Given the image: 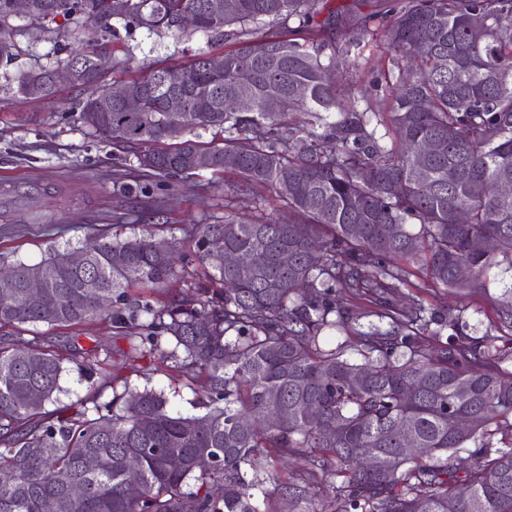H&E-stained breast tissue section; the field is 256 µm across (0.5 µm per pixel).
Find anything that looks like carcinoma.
<instances>
[{
  "instance_id": "carcinoma-1",
  "label": "carcinoma",
  "mask_w": 512,
  "mask_h": 512,
  "mask_svg": "<svg viewBox=\"0 0 512 512\" xmlns=\"http://www.w3.org/2000/svg\"><path fill=\"white\" fill-rule=\"evenodd\" d=\"M10 2L0 0V52ZM221 2L112 0L109 20L88 0H35L39 22L61 14L101 31L122 21L184 36L178 18L192 10L195 32L234 40L222 74L202 54L124 82L143 97L140 112L116 101L85 111L94 86L78 89L74 112L91 133L138 147V167L163 184L194 174L205 152L213 171L274 191L296 220L226 217L191 225L184 241L103 239L81 268L71 264L75 247L12 264L0 329L108 320L125 330L130 360L190 369L205 412L175 415L163 392L126 385L108 403L53 416L44 407L61 392L59 348L5 336L0 472L11 479L0 482V512H44L49 500L55 512H261L249 489L267 448L279 461L306 458V477L286 487L290 505L311 500L321 476L342 478L337 512H512V347L462 335L461 315L426 306L408 281L419 267L471 295L485 291L488 270L512 266V199L498 193L512 181V27L503 24L512 0H394L367 15L327 0H235L215 10ZM263 22L278 30L254 37ZM338 31L348 38L336 41ZM366 37L385 46L387 98L355 77ZM420 43L429 46L422 57ZM80 57L93 71L117 66L88 41L35 68L40 98L56 92L53 68ZM339 66L341 82L326 81ZM241 68L252 76L245 90ZM172 94L183 99L179 112L168 111ZM293 113L313 114L317 126L283 123ZM378 118L392 131L389 147L372 127ZM203 131L222 142L199 141ZM433 141L439 151L424 154ZM230 251H260L265 262L228 267ZM196 260L213 273L192 293L156 303L131 296L133 287H173L176 266ZM460 265L469 276L456 274ZM31 278L47 284L38 298ZM366 314L377 322L363 329ZM496 315L512 333V298ZM411 443L421 452L408 454ZM173 456L180 467L169 466Z\"/></svg>"
}]
</instances>
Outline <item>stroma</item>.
I'll return each mask as SVG.
<instances>
[{"instance_id":"obj_1","label":"stroma","mask_w":512,"mask_h":512,"mask_svg":"<svg viewBox=\"0 0 512 512\" xmlns=\"http://www.w3.org/2000/svg\"><path fill=\"white\" fill-rule=\"evenodd\" d=\"M13 25L8 50L0 56V180L40 177L52 187L19 205L9 221H0V264H34L53 250L103 235L180 239L188 225L214 224L227 216L287 221L288 210L275 193H242L238 177L231 173L204 169L188 177H172L170 190L160 189L139 169L134 149L117 148L79 123L72 111L76 91L70 86H60L48 100H26L16 92L21 72L66 58L82 41L105 47L119 60V67L104 74L106 86L140 76L152 62L181 65L201 52H222L225 42L199 33L188 39L171 32L153 33L120 22L107 33L90 27L78 29L62 19L49 23L44 32L23 19H14ZM409 280L419 287L427 305L460 309L466 334L481 337L495 331L498 302L512 290V269L504 264L493 268L487 275L486 293L474 296L448 293L422 269L414 271ZM23 336L50 340L68 355L60 379L62 392L58 402L48 405V412L76 409L94 395L100 402H110L116 375L126 378L129 386L162 391L172 411L184 415L197 412V396L185 373L149 359L140 361L138 371L128 370L129 343L109 321L79 327L30 324ZM98 341L107 346V365L100 374L84 377L79 367L94 358ZM306 469L302 458L287 471L276 459H264L262 482L252 493L263 501L266 512H288L278 487L288 478L303 477Z\"/></svg>"}]
</instances>
